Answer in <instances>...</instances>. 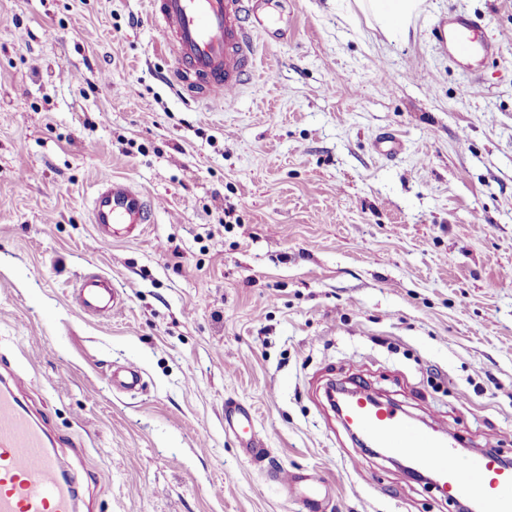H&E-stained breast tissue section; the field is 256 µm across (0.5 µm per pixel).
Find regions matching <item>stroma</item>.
Segmentation results:
<instances>
[{
	"instance_id": "obj_1",
	"label": "stroma",
	"mask_w": 512,
	"mask_h": 512,
	"mask_svg": "<svg viewBox=\"0 0 512 512\" xmlns=\"http://www.w3.org/2000/svg\"><path fill=\"white\" fill-rule=\"evenodd\" d=\"M481 20L469 74L434 33ZM230 102L170 76L147 0H0V373L57 438L84 512H298L268 466L318 472L326 512H456L334 417L365 382L466 448L512 458V0H424L401 35L356 0H269ZM384 132L402 152L374 151ZM155 202L100 242L97 185ZM95 269L125 293L93 318ZM136 363L144 388H113ZM255 414V463L224 403ZM122 295L111 277L97 271L82 276L73 292L74 302L82 312L105 317L123 307Z\"/></svg>"
}]
</instances>
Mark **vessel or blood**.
Wrapping results in <instances>:
<instances>
[{
    "mask_svg": "<svg viewBox=\"0 0 512 512\" xmlns=\"http://www.w3.org/2000/svg\"><path fill=\"white\" fill-rule=\"evenodd\" d=\"M264 0H149L159 41L173 55V78L196 100H223L238 93L257 74L256 38L264 27ZM478 23L449 14L437 33L453 58L466 67L494 55L495 43L476 38ZM153 221L149 196L123 179L101 182L91 199V222L98 239L136 241ZM74 302L84 313L111 316L122 308V293L108 275L93 271L74 287ZM112 385L123 392L141 389L143 372L134 363L113 367ZM342 423L374 447L410 460L430 473L447 500L474 501L480 512H512V467L496 452L463 454L435 428L415 424L396 404L377 402L370 389L356 386ZM224 431L237 439L244 455L263 458L267 450L254 433L251 410L224 405ZM270 480L296 491L299 512H321L329 483L308 472L268 471ZM76 479L64 476L61 461L44 426L27 410L8 381L0 377V512H79Z\"/></svg>",
    "mask_w": 512,
    "mask_h": 512,
    "instance_id": "1",
    "label": "vessel or blood"
}]
</instances>
